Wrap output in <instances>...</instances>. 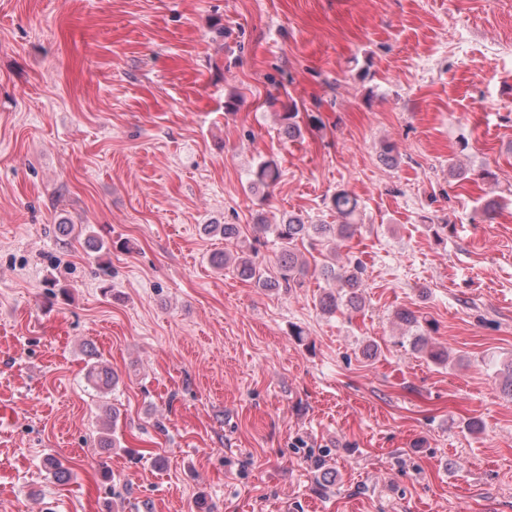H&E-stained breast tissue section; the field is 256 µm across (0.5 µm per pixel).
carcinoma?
I'll list each match as a JSON object with an SVG mask.
<instances>
[{
  "instance_id": "cac0c4a2",
  "label": "carcinoma",
  "mask_w": 512,
  "mask_h": 512,
  "mask_svg": "<svg viewBox=\"0 0 512 512\" xmlns=\"http://www.w3.org/2000/svg\"><path fill=\"white\" fill-rule=\"evenodd\" d=\"M281 177L278 164L272 159L262 160L255 170L251 172L253 187L270 189L275 186ZM332 208L336 212L335 224H308L298 215H290L278 224H267L263 219H257L253 230L259 235H272L280 245L276 264V275L271 276L266 268L255 257L249 254L231 256L218 253L212 256L211 262L219 269L230 267L237 276L244 280L253 281L264 288H300L303 286L305 262L299 259L297 245L310 239L321 245L331 246L338 240H345L354 235L357 225L352 219L357 215L359 201L356 196L346 190L337 192L332 197ZM203 230L206 234H219L226 240H233L240 236L238 224H205ZM364 265L354 260L346 266L338 267L333 263H324L320 274L327 280L339 284V291L323 294L319 300L321 309L326 313H334L341 307L359 310L364 304ZM395 318L409 326L416 328L415 338L412 342L414 350L423 352L427 357L442 363L448 359V352L443 349L426 348L425 333L422 329L423 317L409 310H399ZM88 384L106 394L112 390L115 383L114 376L108 369L96 363L87 369Z\"/></svg>"
}]
</instances>
